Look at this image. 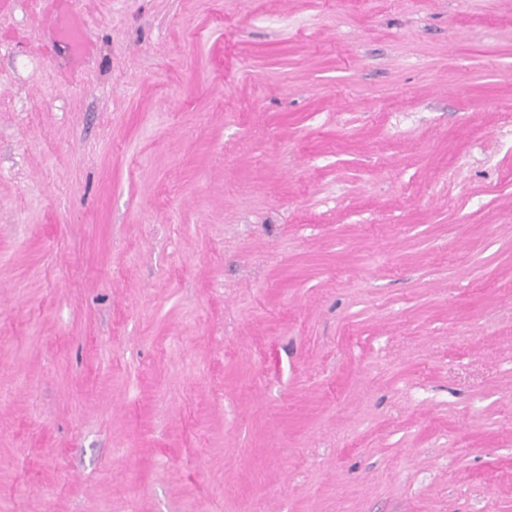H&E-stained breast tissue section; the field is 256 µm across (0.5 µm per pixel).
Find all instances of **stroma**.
I'll return each instance as SVG.
<instances>
[{
  "mask_svg": "<svg viewBox=\"0 0 512 512\" xmlns=\"http://www.w3.org/2000/svg\"><path fill=\"white\" fill-rule=\"evenodd\" d=\"M0 9V512H512V0Z\"/></svg>",
  "mask_w": 512,
  "mask_h": 512,
  "instance_id": "obj_1",
  "label": "stroma"
}]
</instances>
